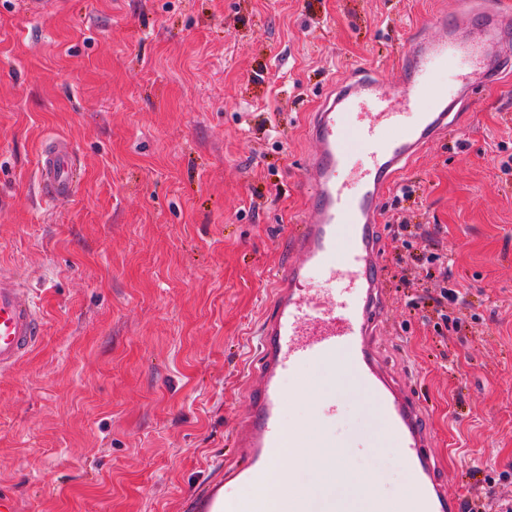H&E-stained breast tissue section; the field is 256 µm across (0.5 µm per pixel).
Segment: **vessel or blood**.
<instances>
[{
  "instance_id": "1",
  "label": "vessel or blood",
  "mask_w": 512,
  "mask_h": 512,
  "mask_svg": "<svg viewBox=\"0 0 512 512\" xmlns=\"http://www.w3.org/2000/svg\"><path fill=\"white\" fill-rule=\"evenodd\" d=\"M437 25L444 36L408 37L398 82L352 75L312 114L308 134L316 148L303 180L314 217L290 235V259L273 275L270 307L258 329L254 383L245 392L248 413L232 430L235 456L198 490L194 512H238L233 488L265 485L289 449H296L297 464L305 463L313 443L307 427L285 428L281 381L301 379L313 366L330 384L347 370L354 391L382 422L381 443L397 448L412 476L401 512H459L430 449L425 409L374 343L384 309V195L422 147L457 121L447 90L432 74L457 63L454 80L467 98L512 61L501 48L498 16L483 29L473 12L461 10L438 18ZM76 181L71 151L58 142L41 160L42 195H69ZM318 279L329 282L326 294L314 291ZM42 332L31 289L0 268V375L35 348Z\"/></svg>"
}]
</instances>
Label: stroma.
I'll list each match as a JSON object with an SVG mask.
<instances>
[{
	"instance_id": "35a3bbf8",
	"label": "stroma",
	"mask_w": 512,
	"mask_h": 512,
	"mask_svg": "<svg viewBox=\"0 0 512 512\" xmlns=\"http://www.w3.org/2000/svg\"><path fill=\"white\" fill-rule=\"evenodd\" d=\"M512 0H0V265L32 289L40 343L0 377V495L16 512H190L247 411L245 376L311 216V112L350 74L394 83L407 36ZM383 200L377 341L429 413L449 495L512 502V77L479 90ZM68 142L79 180L44 200L40 160ZM423 236L402 244L401 225ZM447 272L416 269L422 250ZM458 293L449 323L431 305ZM420 298L411 307L410 298ZM286 427L401 504L381 425L348 381L310 421L318 369L284 380Z\"/></svg>"
}]
</instances>
